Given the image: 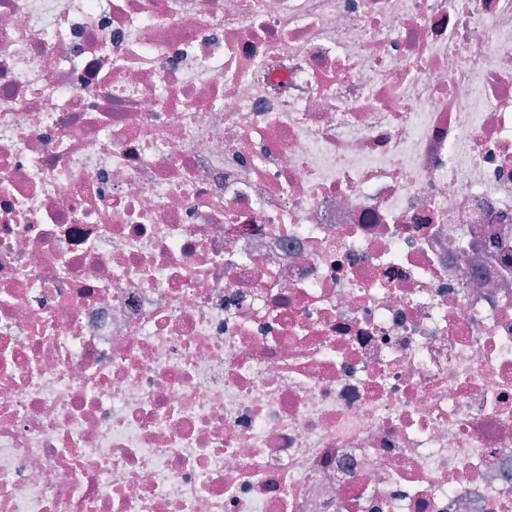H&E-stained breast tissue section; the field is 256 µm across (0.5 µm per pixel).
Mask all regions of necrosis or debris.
<instances>
[{"label": "necrosis or debris", "mask_w": 512, "mask_h": 512, "mask_svg": "<svg viewBox=\"0 0 512 512\" xmlns=\"http://www.w3.org/2000/svg\"><path fill=\"white\" fill-rule=\"evenodd\" d=\"M0 512H512V0H0Z\"/></svg>", "instance_id": "obj_1"}]
</instances>
